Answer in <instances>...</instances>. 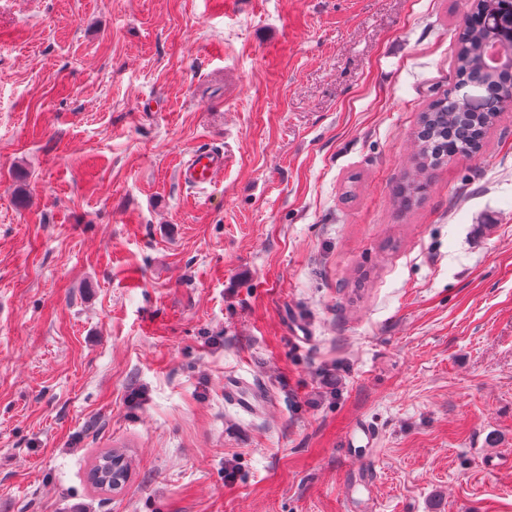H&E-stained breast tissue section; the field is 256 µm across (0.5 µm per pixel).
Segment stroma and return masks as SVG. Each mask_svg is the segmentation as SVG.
<instances>
[{"label": "stroma", "mask_w": 512, "mask_h": 512, "mask_svg": "<svg viewBox=\"0 0 512 512\" xmlns=\"http://www.w3.org/2000/svg\"><path fill=\"white\" fill-rule=\"evenodd\" d=\"M468 4L0 0V512H350L362 421L375 512H512V107L393 195ZM227 155L223 150L205 148L191 152L179 166L181 180L195 188L211 185L218 174L224 172ZM378 438L367 425L359 424L344 439V448L349 459L366 464L375 454Z\"/></svg>", "instance_id": "stroma-1"}]
</instances>
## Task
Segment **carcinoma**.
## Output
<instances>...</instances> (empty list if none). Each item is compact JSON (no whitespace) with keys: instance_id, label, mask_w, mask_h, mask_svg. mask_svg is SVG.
<instances>
[{"instance_id":"1","label":"carcinoma","mask_w":512,"mask_h":512,"mask_svg":"<svg viewBox=\"0 0 512 512\" xmlns=\"http://www.w3.org/2000/svg\"><path fill=\"white\" fill-rule=\"evenodd\" d=\"M485 0L471 3L453 58L460 84H471L486 96L443 97L431 101L420 113L416 132L415 165L398 183L395 194L404 205L424 192L434 171L460 156L473 157L504 106L502 97L512 87V73L484 66L488 52L501 42L482 24Z\"/></svg>"}]
</instances>
